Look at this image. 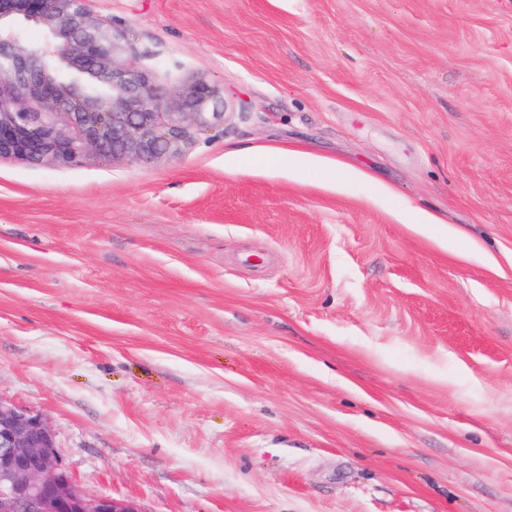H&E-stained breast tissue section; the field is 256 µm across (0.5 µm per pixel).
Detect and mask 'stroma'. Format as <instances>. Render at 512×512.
<instances>
[{"label":"stroma","instance_id":"obj_1","mask_svg":"<svg viewBox=\"0 0 512 512\" xmlns=\"http://www.w3.org/2000/svg\"><path fill=\"white\" fill-rule=\"evenodd\" d=\"M89 7L232 117L0 159V397L145 512H512V0Z\"/></svg>","mask_w":512,"mask_h":512}]
</instances>
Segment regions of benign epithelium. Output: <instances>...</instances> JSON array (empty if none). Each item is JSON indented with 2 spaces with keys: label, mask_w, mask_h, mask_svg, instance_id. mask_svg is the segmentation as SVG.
Masks as SVG:
<instances>
[{
  "label": "benign epithelium",
  "mask_w": 512,
  "mask_h": 512,
  "mask_svg": "<svg viewBox=\"0 0 512 512\" xmlns=\"http://www.w3.org/2000/svg\"><path fill=\"white\" fill-rule=\"evenodd\" d=\"M24 23L43 28L42 42L23 41ZM123 41L88 0H0V159L68 165L94 148L114 160H154L182 151L187 126L231 118L224 96L201 78L162 102L146 73L119 60L134 51ZM17 90L40 108L22 105ZM0 512L145 510L87 495L41 416L0 397Z\"/></svg>",
  "instance_id": "7a95c632"
}]
</instances>
